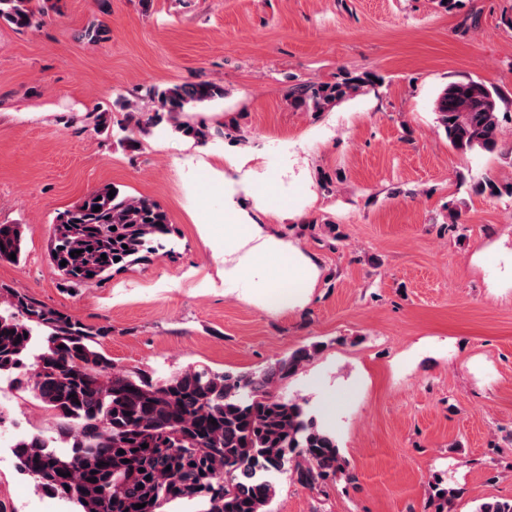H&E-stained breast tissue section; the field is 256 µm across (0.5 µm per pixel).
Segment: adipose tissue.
<instances>
[{
  "label": "adipose tissue",
  "instance_id": "ef3b65f1",
  "mask_svg": "<svg viewBox=\"0 0 512 512\" xmlns=\"http://www.w3.org/2000/svg\"><path fill=\"white\" fill-rule=\"evenodd\" d=\"M229 177L224 181V213L199 225L205 244L219 243L224 253V291L240 293L267 309L304 306L315 285L309 257L276 234L271 225L250 216L238 200L234 173L243 166L238 155H222Z\"/></svg>",
  "mask_w": 512,
  "mask_h": 512
}]
</instances>
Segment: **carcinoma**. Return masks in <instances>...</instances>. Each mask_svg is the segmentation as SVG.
<instances>
[{
    "instance_id": "obj_1",
    "label": "carcinoma",
    "mask_w": 512,
    "mask_h": 512,
    "mask_svg": "<svg viewBox=\"0 0 512 512\" xmlns=\"http://www.w3.org/2000/svg\"><path fill=\"white\" fill-rule=\"evenodd\" d=\"M49 2L0 0V23L31 28L48 14ZM367 83L342 71L332 82L296 84L288 96L298 110L324 112L361 94ZM148 97V110L121 104L120 142L130 140L128 132L146 134L163 123L200 143L224 136L220 126L181 120L187 109L224 97V86L201 80L152 87ZM503 102L495 85L455 82L436 99L437 122L455 150L493 152L500 146ZM111 189L91 191L54 218L48 257L69 288L149 260L175 233L158 204L118 193L111 198ZM22 242L21 225L0 224V261L12 253L21 259ZM75 250L81 254L71 255ZM37 331L45 344L33 354ZM110 332L0 284V373L16 374L58 418V438L72 441L69 455L41 436L15 445L20 467L42 491L72 501L77 512H167L183 501L198 502L199 512H270L279 474L308 488L356 480L336 438L299 400L273 391L314 358L318 346L298 348L258 374L190 367L153 382L116 369L102 348ZM456 496L457 489L440 480L431 486L435 512H447ZM474 512H512V499L481 502Z\"/></svg>"
}]
</instances>
